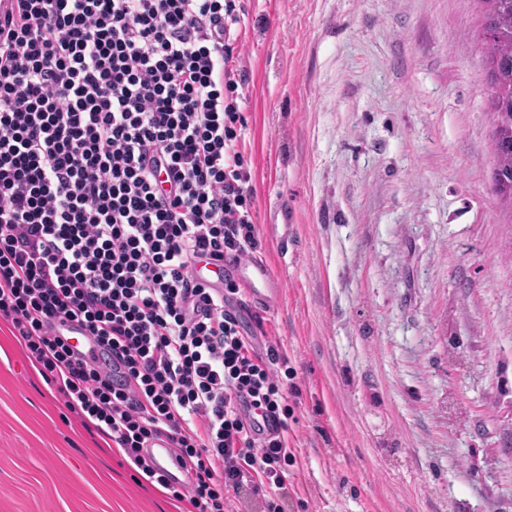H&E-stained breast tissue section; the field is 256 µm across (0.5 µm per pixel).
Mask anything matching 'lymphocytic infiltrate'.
<instances>
[{
	"label": "lymphocytic infiltrate",
	"mask_w": 512,
	"mask_h": 512,
	"mask_svg": "<svg viewBox=\"0 0 512 512\" xmlns=\"http://www.w3.org/2000/svg\"><path fill=\"white\" fill-rule=\"evenodd\" d=\"M7 2L0 321L136 483L187 512H224L230 490L284 512L285 358L244 336L236 282L199 270L259 244L232 66L244 0ZM160 435L192 495L149 463Z\"/></svg>",
	"instance_id": "lymphocytic-infiltrate-1"
}]
</instances>
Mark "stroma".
<instances>
[{
    "label": "stroma",
    "instance_id": "stroma-1",
    "mask_svg": "<svg viewBox=\"0 0 512 512\" xmlns=\"http://www.w3.org/2000/svg\"><path fill=\"white\" fill-rule=\"evenodd\" d=\"M254 222L281 284L285 512H512V209L492 188L486 0H245ZM0 325V512H179ZM288 211L283 208H274L265 224L266 232L281 245L288 243Z\"/></svg>",
    "mask_w": 512,
    "mask_h": 512
}]
</instances>
